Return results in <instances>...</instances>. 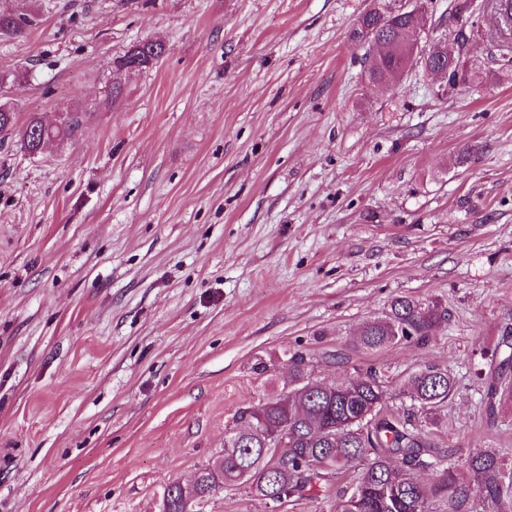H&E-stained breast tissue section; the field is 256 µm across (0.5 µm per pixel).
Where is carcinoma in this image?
Returning <instances> with one entry per match:
<instances>
[{"label": "carcinoma", "mask_w": 512, "mask_h": 512, "mask_svg": "<svg viewBox=\"0 0 512 512\" xmlns=\"http://www.w3.org/2000/svg\"><path fill=\"white\" fill-rule=\"evenodd\" d=\"M415 6L393 10L392 0H371L352 31L367 44L369 65L365 79L376 85L391 83L404 68H440L464 85L469 74L462 58L466 36L458 32L433 39L414 62L407 54L415 26ZM33 19L0 12V37L21 34ZM165 46L142 40L115 61L116 76L152 68ZM81 126L74 114L58 124L30 119L22 141L38 154L50 144L73 137ZM448 320V308L437 301L399 296L385 315L361 326L356 345L378 352L403 340L426 343L433 330ZM288 392L268 397L240 410L233 428L225 431L224 454L200 468L191 491L173 482L167 487L163 512H186L184 500L209 496L219 484L245 486L264 505L301 499L322 492L336 474L357 468L356 479L342 488L338 512H512V469L504 466L495 448L468 457L472 478L460 476L450 456L430 442L426 427L441 424L456 382L448 372L428 366L411 373L402 394L415 411L401 412L396 395L369 370L343 382L313 377V365L302 353L288 358ZM512 400V334L506 333L493 351L484 378L483 401L488 413ZM286 449L274 463L269 449ZM422 467L439 474L424 484L416 473Z\"/></svg>", "instance_id": "obj_1"}]
</instances>
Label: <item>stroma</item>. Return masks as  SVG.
Here are the masks:
<instances>
[{
	"label": "stroma",
	"mask_w": 512,
	"mask_h": 512,
	"mask_svg": "<svg viewBox=\"0 0 512 512\" xmlns=\"http://www.w3.org/2000/svg\"><path fill=\"white\" fill-rule=\"evenodd\" d=\"M368 0H0V512H161L224 450L241 408L316 378L427 366L457 391L437 447L512 467V404L482 407L512 328V64L485 32L466 86L422 69L369 84ZM433 0L427 26L487 0ZM149 38L156 67L110 92ZM81 115L32 155V117ZM468 163L456 165L464 149ZM438 299L429 342L355 347L393 298ZM193 512H268L241 486ZM33 19L25 16L0 12V37H12L21 34L26 27L33 25ZM165 46L154 40H142L129 47V49L115 61L116 78L112 82V94L121 93L119 76L131 71H142L152 68L165 53Z\"/></svg>",
	"instance_id": "stroma-1"
}]
</instances>
